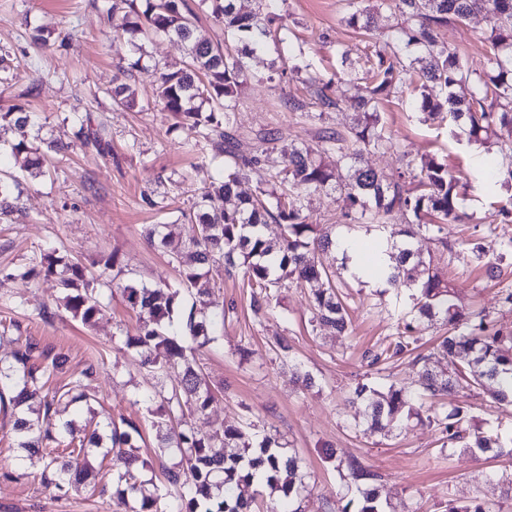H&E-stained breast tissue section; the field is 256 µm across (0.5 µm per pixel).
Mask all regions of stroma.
Here are the masks:
<instances>
[{"label": "stroma", "mask_w": 512, "mask_h": 512, "mask_svg": "<svg viewBox=\"0 0 512 512\" xmlns=\"http://www.w3.org/2000/svg\"><path fill=\"white\" fill-rule=\"evenodd\" d=\"M108 2L0 0V49L13 59L10 69L0 73V112L19 105L40 118L36 127L0 128V174L15 176L22 190L17 211L0 219V362H10L15 338L30 336L63 357L56 384L95 364L88 389L91 404L72 405L64 420L80 427L94 412L115 421L135 420L142 433L140 453L149 463L143 476L159 486L165 481L159 430L135 396L161 383L176 384L181 367L168 368L158 378L136 366L122 339L135 334L138 320L119 292L102 288L101 310L92 325L85 326L59 308L55 278L16 277L53 248L96 277L102 272L101 257L116 251L124 269L143 283L177 285L178 273L168 253L150 246L144 230L153 224L174 225L171 251L183 248L191 234L185 213L193 209L201 188L224 169L223 157L213 156L210 149L184 145L182 132L173 128V115L155 103L147 75H126L129 63L136 60L148 67L181 66L186 44L166 36L133 44L100 21L97 11ZM349 11V0H286L280 30L284 47L302 52L314 74L330 83L331 96L343 98L344 104L319 120L295 122L286 107L289 95L300 87L298 75L290 71L291 59H278L273 51L257 53L248 63L249 78L236 102L233 131L239 153L253 151L260 135L267 133L272 138L269 158L278 164L292 145L316 146L325 128L344 129L356 122L355 89L346 77L361 69L366 42L346 25ZM497 24L495 14L483 12L448 24L442 37L472 67L481 69L486 39ZM37 26L53 33L50 43L39 49L28 38ZM274 68L287 70V77L268 81ZM124 82L136 92L131 109L115 105L110 97L112 87ZM420 97L415 90L380 103L378 126L398 148L365 151L362 163L385 173L400 167L405 155L447 164L464 195L463 220L445 225L443 231L454 248L441 251L421 235L413 238V246L455 289L465 313L488 314L510 332L512 305L504 296L512 292V221L502 220L497 208L512 202V181L491 187L485 181L486 169L501 165L499 147L492 139L484 144L469 141L464 129L449 124L446 116L428 118L418 108ZM76 112L89 113L94 123L105 125L111 155L76 143L68 151L48 154L42 175L31 176L24 155L13 153L12 144L38 135L70 134ZM348 208L345 192L330 190L311 196L307 214L310 222L329 225L339 237L375 236V228L346 219ZM489 253L498 258L492 280L484 267ZM319 259L336 273L348 308L349 334L314 328L302 288L274 291L271 314L256 317L242 271L226 272L220 261L209 264V279L224 302V325L220 343L198 351L196 359L224 398L206 416L187 415L188 424L215 431L251 423L279 438L299 454L308 472V512L356 509L355 486L325 461L328 448L379 475L386 512H447L449 504L475 501L489 512H512V483L506 479L512 473V453L482 454L448 445L436 426L413 421L389 436L356 430L359 409L349 394L357 383L394 384L409 391L419 386L422 367L412 355L377 365L366 356L395 333L408 310L409 290L400 283L374 288L353 278L336 250ZM282 336L292 347L296 365L313 376L311 387L302 386L280 362L276 340ZM444 402L449 409L464 407L482 431L512 436V408L495 403L485 389L460 386ZM14 421L13 414L0 411V512H111L118 481L110 458L91 456L94 488L60 495L39 480L46 450L33 454L19 448Z\"/></svg>", "instance_id": "stroma-1"}]
</instances>
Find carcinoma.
Masks as SVG:
<instances>
[{
    "instance_id": "1",
    "label": "carcinoma",
    "mask_w": 512,
    "mask_h": 512,
    "mask_svg": "<svg viewBox=\"0 0 512 512\" xmlns=\"http://www.w3.org/2000/svg\"><path fill=\"white\" fill-rule=\"evenodd\" d=\"M257 2V10L244 13L237 9L235 0H202L211 15L224 23L222 43L198 31L197 15L187 0H112L105 11L109 24L116 14H122L119 29L132 40L164 35L188 45V61L183 67L153 70L155 102L174 114L175 129L184 132L190 148L204 144L234 158V164L225 166L219 179L200 194L189 213L195 223L194 234L183 249L171 255L179 273V287L150 289L132 276L121 277L123 269L116 253L101 258L102 273L115 272L107 286L119 289L126 306L142 320L137 334L124 342L136 350L139 365L158 372L169 365L183 366L179 385L139 394L135 403L145 405L160 419L161 426L180 419L187 409L202 415L215 401L210 385L188 356L193 346L218 341L216 327L224 324V303L217 300L207 280L206 266L212 261H223L229 272L244 270L256 316L270 310L271 290L316 282L318 287L311 289L310 296L313 320L339 333L348 330L336 283L315 261L316 253L329 249L335 241L328 228L308 222L305 214L308 195L340 186L350 201L346 217L357 224L383 226L395 211L412 216V228L404 231L405 239L390 246L394 265L388 282L402 280L417 288L414 315L397 326L396 336L373 355L372 363L411 351L419 326L439 318L448 326V335L437 346V354L446 360L449 372L431 368L433 355L421 357L424 394L446 395L460 383L471 382L489 388L500 402L512 404V335L479 313L474 315L476 323L458 330L466 317L454 289L433 271L431 261L410 247V239L420 233L448 246L440 237L442 225L463 218V198L447 165L430 157L407 174H385L360 163L363 152L370 148H396L391 138L377 130L380 100L430 85L438 87L440 95L435 99L421 95V111L431 116L448 113L474 142H483L497 131L505 132L507 138L501 140L500 149L512 152V0H391L403 22L387 34L384 48L374 50L367 59L370 86L356 99L364 121L345 130H323L317 148L296 147L282 167L268 168L264 173L258 169L266 151L247 156L224 148V143L233 140L226 129L232 124L236 100L248 78L246 59L271 47L277 49L282 43L274 28L280 19L279 6L273 0ZM484 11L497 16L498 26L488 39L489 69L480 72L448 51L441 29L451 20L463 22ZM372 20L367 7L346 17L348 26L366 36L371 35ZM403 46L417 47L420 55L404 61L398 55ZM466 83L474 87L467 101L454 93V87ZM71 124L81 144L91 145L103 155L112 153L104 127L92 126L90 115L76 113ZM326 154L336 155V169L346 170L344 182L337 181L336 169L323 162ZM253 170L258 176L254 195L237 196L231 209H208L212 195H234L241 178ZM17 189V179L0 177V216L12 210ZM271 222L284 226L276 243L265 235ZM171 235L168 224H155L148 231L150 241L161 247L168 245ZM40 266L45 275L57 279L63 289L62 305L71 317L84 324L91 322L100 308V293L85 268L53 252L41 256ZM186 292L194 298L188 308L183 306ZM59 365L60 356L53 349L25 337L14 353V364L0 367V403L8 401L15 407L29 398L42 397L41 413L34 419H17L15 430L22 448H33L41 439L69 447L67 460L52 457L41 473V481L54 483L60 493L67 495L87 480L88 449L103 448L105 454L112 455L113 463L123 468L119 481L124 488L117 491L118 509L132 496L139 503L135 512H252L250 503L235 494V489L257 481L278 497L270 512H304L296 502L306 491L305 473L297 457L271 436L259 439L233 426L224 427L221 433L187 428L166 434L159 439L160 456L172 455L176 462L164 468V486L150 487L139 477L147 461L139 453L136 437L141 432L135 421L121 419L125 425L122 429L108 417L102 424L107 434L94 432L86 441L69 423L52 432V418L59 406L87 399L85 381L94 372L90 365L81 376L52 388L50 382ZM353 397L363 407L366 432L388 435L404 418L421 419L422 405L417 396L392 384L382 392L359 383ZM467 422L459 407L435 419L451 442L462 439ZM467 447L484 452L503 447V442L496 435L475 429ZM228 448L235 452H226ZM336 468L346 469L357 485L356 512H384L376 489L371 487L373 472L354 459H340Z\"/></svg>"
}]
</instances>
